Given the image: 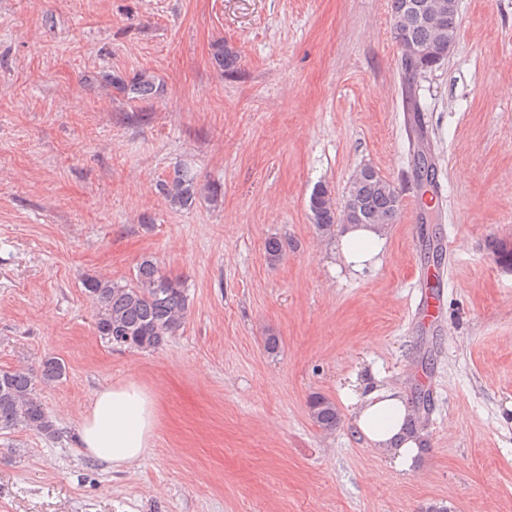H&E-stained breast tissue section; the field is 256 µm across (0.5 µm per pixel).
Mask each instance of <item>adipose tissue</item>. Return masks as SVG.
I'll return each mask as SVG.
<instances>
[{
  "label": "adipose tissue",
  "instance_id": "adipose-tissue-1",
  "mask_svg": "<svg viewBox=\"0 0 512 512\" xmlns=\"http://www.w3.org/2000/svg\"><path fill=\"white\" fill-rule=\"evenodd\" d=\"M385 242L380 226L345 225L339 239L341 261L354 271L377 264ZM342 399L352 405L354 428L372 448L401 469L416 466L424 442L408 434V408L397 391L348 390ZM155 428V403L142 386L134 382L108 385L96 391L85 410L77 444L86 456L118 470L146 455Z\"/></svg>",
  "mask_w": 512,
  "mask_h": 512
}]
</instances>
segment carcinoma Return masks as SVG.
Instances as JSON below:
<instances>
[{"mask_svg": "<svg viewBox=\"0 0 512 512\" xmlns=\"http://www.w3.org/2000/svg\"><path fill=\"white\" fill-rule=\"evenodd\" d=\"M438 11L436 22L428 24L419 15L402 8V0H391L392 35L403 55L411 54V46L433 47V54L415 61V71L432 70L448 56V39L441 38L439 28L455 31L458 18L448 13V0H434ZM213 63L227 75L238 71V51L224 44L215 45ZM102 80L117 92L139 102H149L163 92L154 75L140 72L127 80L107 71ZM157 192L175 209H190L201 192L197 176L176 167L156 184ZM327 189L316 188L309 199V210L316 229L326 233L336 224V210L326 198ZM356 197L361 207L347 214L351 224H391L400 209V194L392 182L382 176L372 178L361 168L354 175L347 197ZM287 243L278 237L266 241L265 253L271 264L279 262ZM86 292L96 305L95 328L101 340L111 346L130 350H156L177 334L185 322L189 298L184 282L160 272L156 263L145 257L137 266L136 283L120 285L110 280L89 278ZM65 365L56 358L46 359L40 370L16 369L0 372V431L23 426L45 436L56 433L54 422L45 412L37 387L62 378ZM430 398L419 389L412 399L409 430L424 434V418ZM309 413L314 424L325 432L336 430L341 415L336 404L322 395L311 397Z\"/></svg>", "mask_w": 512, "mask_h": 512, "instance_id": "1", "label": "carcinoma"}]
</instances>
